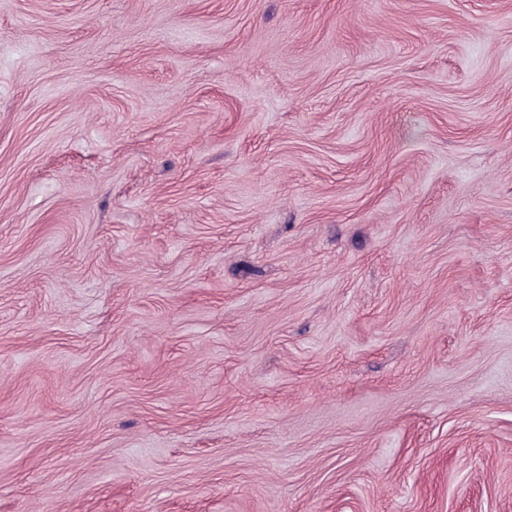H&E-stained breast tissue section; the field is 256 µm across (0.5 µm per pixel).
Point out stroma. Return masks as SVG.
Instances as JSON below:
<instances>
[{
  "instance_id": "obj_1",
  "label": "stroma",
  "mask_w": 512,
  "mask_h": 512,
  "mask_svg": "<svg viewBox=\"0 0 512 512\" xmlns=\"http://www.w3.org/2000/svg\"><path fill=\"white\" fill-rule=\"evenodd\" d=\"M0 512H512V0H0Z\"/></svg>"
}]
</instances>
